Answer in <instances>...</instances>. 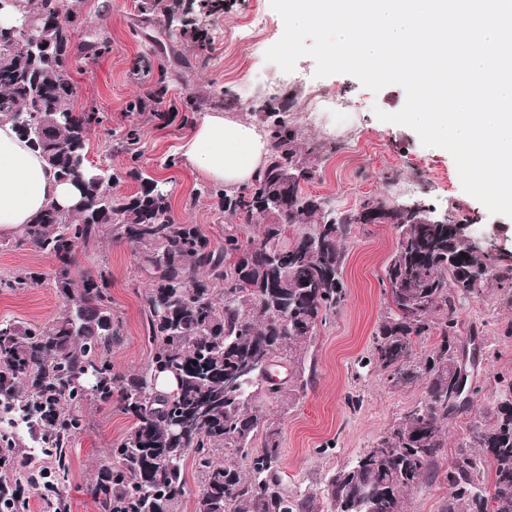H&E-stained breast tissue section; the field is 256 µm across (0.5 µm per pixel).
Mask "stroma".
<instances>
[{"label": "stroma", "mask_w": 512, "mask_h": 512, "mask_svg": "<svg viewBox=\"0 0 512 512\" xmlns=\"http://www.w3.org/2000/svg\"><path fill=\"white\" fill-rule=\"evenodd\" d=\"M214 12L201 26L211 39L206 50L196 43L166 36L160 17L142 23L139 0H65L80 24L71 32L72 77L78 86L75 111H95L99 124L88 139V160L108 169L137 166L162 183L170 194L171 211L180 224H196L219 237L225 217L218 199L203 195L208 180L188 166L179 150L191 133L182 121L187 96L206 97L207 111H217L222 97L237 101L243 117L259 121V108L277 102L283 93L297 96L291 119L300 148H313L316 170L305 193L321 196L336 208H357L368 197L387 201L420 200L449 219H467L477 234L490 235L505 264L512 265V217L493 215L466 193L453 157L446 150L423 146L409 127L380 121L375 109L400 111L406 102L402 86L372 92L353 76L315 77V62L305 56L293 72L267 62L266 51L284 32L282 18L271 0H215ZM268 21L267 29H247L254 15ZM158 48L169 78L164 95L140 125V156L115 151V135L131 121L129 105L143 88L132 72L150 48ZM397 243L389 224L355 228L343 244L345 301L325 326L319 327L307 353L310 378L304 390L285 404L262 402L263 412L282 427L281 467L289 495L318 492L326 476L373 447L409 408L424 398L421 384L394 386L369 361L373 334L385 311L384 270ZM59 261L29 247L0 246V279L43 273L41 282L21 290L0 288V320L45 323L64 306L52 277ZM112 274V311L122 322V336L110 351L113 366L134 371L146 366L150 347L145 339L144 301L148 279L141 274L130 244L103 236L88 250L78 251L76 275ZM462 335L477 358L470 368V405L451 416L447 443L434 479L412 490L411 512H444L448 501L446 472L474 415L490 418L496 393L512 382V297L493 291L458 307ZM87 424L74 435L67 450L68 479L59 497L45 484L30 490L27 512H97L93 499L94 468L107 448L123 437L132 420L116 405L88 406Z\"/></svg>", "instance_id": "35a3bbf8"}]
</instances>
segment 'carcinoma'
<instances>
[{
    "mask_svg": "<svg viewBox=\"0 0 512 512\" xmlns=\"http://www.w3.org/2000/svg\"><path fill=\"white\" fill-rule=\"evenodd\" d=\"M63 0H33L23 17L37 34L19 44L0 28V119L40 155L56 176L74 183L84 205L49 206L24 225L14 246L51 254L65 309L49 323L0 321V494L13 512H25L36 475L27 437L3 425L10 415L47 448L52 484L66 481V448L84 427L85 403L115 405L133 419L130 431L98 464L94 497L98 512H177L186 493V463L201 485L195 512H409L408 492L435 476L445 446L444 424L463 409L454 403L450 366L461 333L462 302L491 290L512 296V267L489 250L472 247L459 224H424L417 209H399L377 198L361 208L332 210L326 200L288 187V168L299 157L289 119L295 98L267 108L272 153L267 166L235 193L204 190L222 202L230 223L213 242L196 224L175 223L168 193L140 168L101 169L86 159L94 112H74L77 85L68 28L79 18ZM212 0H141L140 11L164 18L169 32L202 42L201 16ZM157 85L130 104L142 115L164 92ZM138 127L131 125L118 149L137 160ZM127 176L140 183L114 196L102 179ZM372 213L398 230L385 268L390 301L377 326L369 362L400 384L424 385L425 399L392 424L376 445L328 477L319 495L295 498L285 491L277 422L259 401L282 403L307 385L306 352L319 326L345 299L341 242ZM266 218L256 236L244 226ZM134 248L150 275L145 293L147 366L119 372L108 354L121 332L112 314L105 272L77 281L71 266L78 249L103 231ZM423 336L437 342L425 356L414 346ZM282 359L288 380L271 382L265 365ZM178 377H173L171 370ZM261 448H253L258 434ZM481 448L483 453L474 449ZM246 460L241 469L232 458ZM492 473L493 493L484 476ZM445 512H512V405L496 404L493 421L476 422L446 475Z\"/></svg>",
    "mask_w": 512,
    "mask_h": 512,
    "instance_id": "1",
    "label": "carcinoma"
}]
</instances>
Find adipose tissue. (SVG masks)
Instances as JSON below:
<instances>
[{
    "mask_svg": "<svg viewBox=\"0 0 512 512\" xmlns=\"http://www.w3.org/2000/svg\"><path fill=\"white\" fill-rule=\"evenodd\" d=\"M187 164L210 181L235 192L265 167L271 142L257 124L235 112H210L181 146ZM73 184L59 181L11 122L0 120V235L15 233L42 208H70Z\"/></svg>",
    "mask_w": 512,
    "mask_h": 512,
    "instance_id": "ef3b65f1",
    "label": "adipose tissue"
}]
</instances>
